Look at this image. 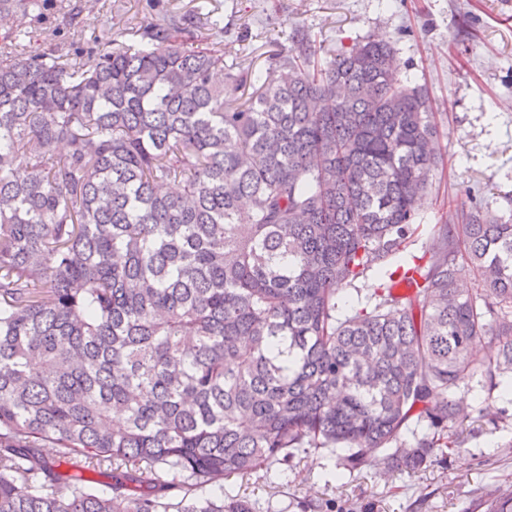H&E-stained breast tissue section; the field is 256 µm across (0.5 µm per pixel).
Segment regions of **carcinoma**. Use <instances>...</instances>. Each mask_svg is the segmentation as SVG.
<instances>
[{
    "instance_id": "1",
    "label": "carcinoma",
    "mask_w": 512,
    "mask_h": 512,
    "mask_svg": "<svg viewBox=\"0 0 512 512\" xmlns=\"http://www.w3.org/2000/svg\"><path fill=\"white\" fill-rule=\"evenodd\" d=\"M46 2L0 0V512H252L203 491L299 450L446 463L457 391L512 384V218L473 205L403 261L440 158L394 47L318 64L303 40L265 78L166 16L29 55ZM369 270L385 286L336 315Z\"/></svg>"
}]
</instances>
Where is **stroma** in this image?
<instances>
[{"label": "stroma", "mask_w": 512, "mask_h": 512, "mask_svg": "<svg viewBox=\"0 0 512 512\" xmlns=\"http://www.w3.org/2000/svg\"><path fill=\"white\" fill-rule=\"evenodd\" d=\"M64 13L31 24L26 50L51 54L60 36L79 47L130 44L140 26L167 14L219 21L225 63L266 70L318 45V61L375 35L396 49L398 75L426 85L442 164L421 203L422 231L404 254L421 258L437 224L460 210L512 215V0H62ZM459 454L416 474L347 470L341 451L297 454L271 471L234 475L226 496L254 512H486L489 494L512 490V424L474 418L459 426Z\"/></svg>", "instance_id": "stroma-1"}]
</instances>
